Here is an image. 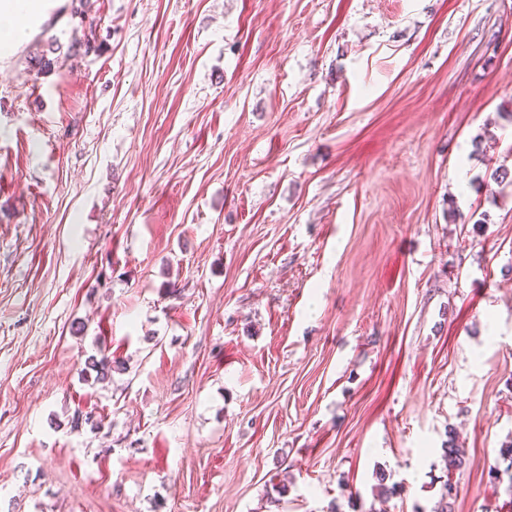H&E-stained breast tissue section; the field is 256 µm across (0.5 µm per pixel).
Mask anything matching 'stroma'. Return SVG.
Here are the masks:
<instances>
[{
    "label": "stroma",
    "mask_w": 512,
    "mask_h": 512,
    "mask_svg": "<svg viewBox=\"0 0 512 512\" xmlns=\"http://www.w3.org/2000/svg\"><path fill=\"white\" fill-rule=\"evenodd\" d=\"M70 3L0 60V512H512V0Z\"/></svg>",
    "instance_id": "1"
}]
</instances>
